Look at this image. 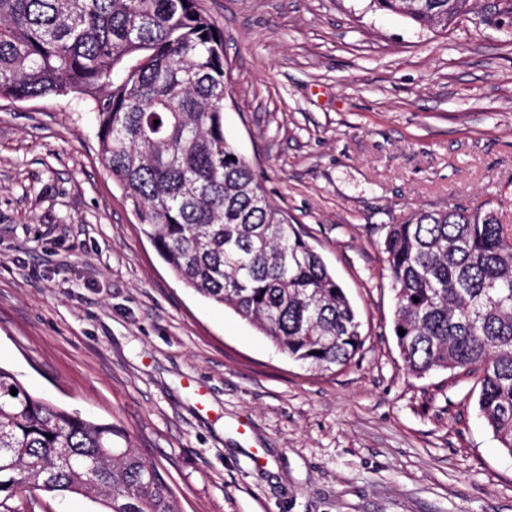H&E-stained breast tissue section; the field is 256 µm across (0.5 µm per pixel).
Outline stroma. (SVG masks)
<instances>
[{"mask_svg":"<svg viewBox=\"0 0 512 512\" xmlns=\"http://www.w3.org/2000/svg\"><path fill=\"white\" fill-rule=\"evenodd\" d=\"M427 30L371 0H200L224 134L345 289L349 365L292 361L169 271L70 96L0 100V366L114 423L183 512H512V456L459 370L404 366L380 227L421 207L512 224V16ZM10 512H98L80 496Z\"/></svg>","mask_w":512,"mask_h":512,"instance_id":"1","label":"stroma"}]
</instances>
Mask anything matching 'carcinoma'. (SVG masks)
I'll list each match as a JSON object with an SVG mask.
<instances>
[{
	"label": "carcinoma",
	"mask_w": 512,
	"mask_h": 512,
	"mask_svg": "<svg viewBox=\"0 0 512 512\" xmlns=\"http://www.w3.org/2000/svg\"><path fill=\"white\" fill-rule=\"evenodd\" d=\"M469 2L373 0L432 30ZM70 93L96 112L101 159L179 281L312 370L351 362L362 334L344 288L224 136V39L197 0H0V98ZM382 232L407 370L476 376L479 411L512 456V224L455 204ZM22 493L182 512L121 427L34 396L0 367V507Z\"/></svg>",
	"instance_id": "1"
}]
</instances>
